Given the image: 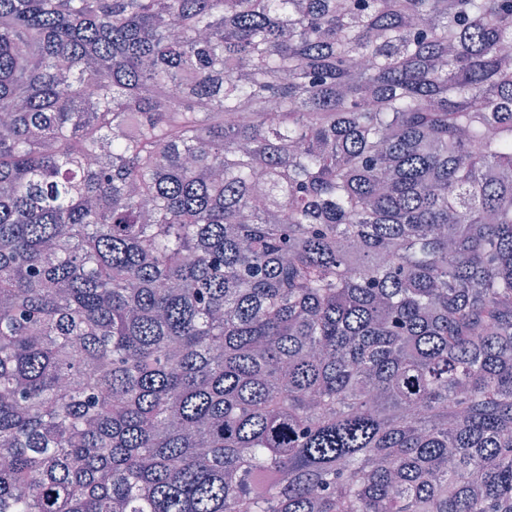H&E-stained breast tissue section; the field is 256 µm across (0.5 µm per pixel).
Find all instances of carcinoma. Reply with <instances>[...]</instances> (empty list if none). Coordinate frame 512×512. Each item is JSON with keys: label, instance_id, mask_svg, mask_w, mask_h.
I'll list each match as a JSON object with an SVG mask.
<instances>
[{"label": "carcinoma", "instance_id": "cac0c4a2", "mask_svg": "<svg viewBox=\"0 0 512 512\" xmlns=\"http://www.w3.org/2000/svg\"><path fill=\"white\" fill-rule=\"evenodd\" d=\"M508 43L0 0V512H512Z\"/></svg>", "mask_w": 512, "mask_h": 512}]
</instances>
